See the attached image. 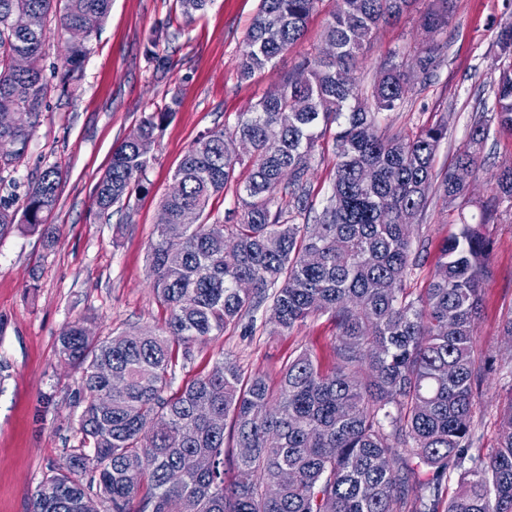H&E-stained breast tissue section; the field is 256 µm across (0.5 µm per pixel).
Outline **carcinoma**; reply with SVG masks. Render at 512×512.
Instances as JSON below:
<instances>
[{"instance_id":"1","label":"carcinoma","mask_w":512,"mask_h":512,"mask_svg":"<svg viewBox=\"0 0 512 512\" xmlns=\"http://www.w3.org/2000/svg\"><path fill=\"white\" fill-rule=\"evenodd\" d=\"M212 0H179L188 20ZM320 0H260L238 68L244 78L273 63L299 41ZM413 0H338L324 30L336 47L328 58H303L232 131L201 135L174 179L180 189L162 200L169 222L150 245L152 288L169 310L164 326L134 334L87 336L82 323L64 328L58 354L81 370L85 404L79 426L90 447L69 455L42 479L31 512H512V406L498 423V443L475 447L472 358L481 284L492 243L482 225L512 202V161L489 181L478 223L460 169L477 176L492 125L512 133V62L493 81V106L479 104L467 138L442 181L444 205L458 211L460 229L443 244L431 282L416 299L403 288L424 260L426 239L409 221L426 207L444 123L413 135L385 138L378 127L404 104V61L386 60L370 97L353 73L377 31L400 18ZM63 4L61 27L90 38L112 0H0V139L18 145L0 154V173L15 168L30 141L46 83L41 60L48 17ZM17 11L35 23L10 29ZM451 0H436L422 18L432 38L448 28ZM169 31L151 39L148 60ZM501 54L512 59V13L499 22ZM82 40L68 46L67 64L82 65ZM28 68L16 72L14 58ZM424 76L438 67L433 47L416 50ZM172 101L145 115L113 151L97 185L105 214L127 199L149 163L138 141L157 139L175 113ZM252 152L242 156L237 143ZM335 156L330 192L316 223L298 224L314 210L308 171L316 147ZM249 176L234 212L236 224L207 221L212 197ZM61 170L50 166L33 182L22 223L37 231L57 202ZM197 210L200 223L182 215ZM251 283L247 291L239 288ZM262 313L272 332L287 336L308 319L329 315L336 325L334 364L325 371L303 350L288 357L278 380L247 375L222 360L172 391L175 367L194 360L193 345ZM235 454L228 471L229 447ZM199 455L212 459L197 469ZM428 476H416L415 467ZM89 480H84L85 475ZM457 478L453 496L444 492Z\"/></svg>"}]
</instances>
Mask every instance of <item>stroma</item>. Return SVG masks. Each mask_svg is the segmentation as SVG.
<instances>
[{
    "instance_id": "35a3bbf8",
    "label": "stroma",
    "mask_w": 512,
    "mask_h": 512,
    "mask_svg": "<svg viewBox=\"0 0 512 512\" xmlns=\"http://www.w3.org/2000/svg\"><path fill=\"white\" fill-rule=\"evenodd\" d=\"M429 3L413 0L396 22L379 30L353 72L362 91H370L384 60L421 46L425 35L419 18ZM336 6V0H321L305 37L272 67L247 79L238 74V57L259 0H213L190 20L177 0H112L109 16L86 43L81 68L72 72L60 18L51 16L42 62L45 107L23 159L0 177V203L19 214L36 176L52 165L62 170L48 219L54 244L46 245L40 232L20 224L0 237V512H30L43 477L83 445L80 374L57 354L61 331L78 320L98 336L163 324L167 312L151 288L148 254L160 202L171 191L184 154L201 134L233 127L239 113L293 72L302 57L322 52L323 32ZM511 9L512 0H454L451 24L435 38L434 76L410 71L402 109L381 124L395 136L445 121L448 136L434 159L435 178L443 177L465 142L479 99L492 97L485 86L503 64L498 23ZM165 24L176 38L167 48L169 67L158 71L147 57L148 39ZM172 101L176 112L152 145L145 174L123 211L100 216L95 189L113 149L145 113ZM510 160L512 133L498 132L470 185V215H478V203L486 200L491 173ZM416 222L415 234L426 237L428 254L405 280L415 297L430 280L440 246L459 228L456 212L434 194ZM484 232L495 247L484 276L473 357L476 367L490 358L496 365L474 401L477 445L488 453L497 444L499 416L512 405V343L502 330L512 317V205L501 204ZM335 335L325 316L308 319L287 336L271 333L261 322L247 336L229 329L196 344L194 361L176 367L173 386L181 388L222 359L274 379L288 356L303 350L327 369Z\"/></svg>"
}]
</instances>
